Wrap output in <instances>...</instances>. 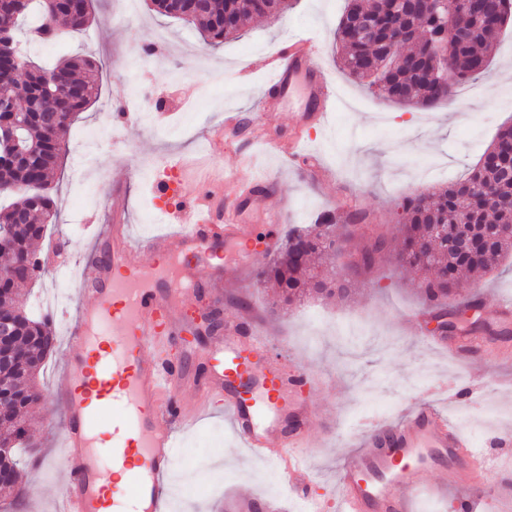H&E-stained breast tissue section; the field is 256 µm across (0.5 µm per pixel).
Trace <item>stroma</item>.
Masks as SVG:
<instances>
[{"mask_svg": "<svg viewBox=\"0 0 512 512\" xmlns=\"http://www.w3.org/2000/svg\"><path fill=\"white\" fill-rule=\"evenodd\" d=\"M87 31L71 34L64 49L35 45L31 53L51 65L58 52L88 55L99 65L101 97L70 129L68 148L54 177L58 218L37 246L39 254L74 257L91 250V225L112 221V186L128 187V224L133 236L164 232V206L152 191L166 177L171 158H185V191L215 172L229 175L225 197H233L235 178L272 171L278 179L266 201L249 211L257 246L254 265L237 269L233 248H225L221 273L204 267L203 282L220 275L219 296L225 314L249 319L284 339L296 364L313 376L300 400L323 420L312 426L307 448L314 473L310 491L337 501L338 471L349 445L370 417L393 418L435 386L447 384L440 401L463 433L475 440L487 470L471 495L481 500L500 490L501 467L512 460V320L495 314L498 300L512 299V256L481 281L461 280L456 300L477 303L484 327L459 336L466 348L458 356L442 346L420 344L406 319L422 309L414 276L397 263L382 260L358 290L340 302L310 298L265 314L270 287H251L256 268L273 252L267 239L284 246L289 227L309 225L324 214L362 212L359 232L384 236L398 245L399 205L416 190L429 192L468 176L498 128L512 122V22L498 38L482 77L465 84L458 97L433 110L406 109L388 103L352 80L334 53L333 32L345 0H297L277 23L256 19L243 36L212 48L183 21L157 14L150 0H93ZM306 31L316 37L319 64L349 102H337L329 126L301 123L310 109L305 79L290 99L257 106L265 93L269 52L286 36ZM122 95L133 114L112 120L114 97ZM238 116L240 130L229 137L223 154L209 152L208 134L226 116ZM299 140L307 156L323 161L324 175L311 179L304 163L289 165L280 145ZM287 208L284 223L268 221L270 211ZM250 312H242L239 298ZM57 348L48 359L39 387L44 393L31 414L36 422L34 464L25 472V512H53L60 474L38 468L37 460L62 456L60 438L49 425L60 409L51 398L64 361L65 326L54 323ZM175 462L178 481L170 512H221L228 495L260 498L264 512H299L289 495L287 476L253 460L223 416L199 419L179 436Z\"/></svg>", "mask_w": 512, "mask_h": 512, "instance_id": "stroma-1", "label": "stroma"}]
</instances>
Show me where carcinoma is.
Listing matches in <instances>:
<instances>
[{
	"instance_id": "cac0c4a2",
	"label": "carcinoma",
	"mask_w": 512,
	"mask_h": 512,
	"mask_svg": "<svg viewBox=\"0 0 512 512\" xmlns=\"http://www.w3.org/2000/svg\"><path fill=\"white\" fill-rule=\"evenodd\" d=\"M396 0H347L337 29L343 69L381 96L404 106L431 109L454 100L457 86L479 77L488 67L500 29L512 19V0H482V17L467 15L463 6L456 11L465 37L450 52L457 79L448 85L432 73L441 68L432 38L421 37L418 29L435 33L433 20L424 13L412 14L406 6L395 11ZM92 0H7L0 7V34L5 47L0 49V91L18 102V112H0L5 125L17 129L19 142L0 131V249L10 277L0 285V316L13 322L19 357L0 362V400L7 411L0 414V501L15 504L25 496L22 452L32 446L33 431L28 424V409L41 401L37 379L45 361L55 349V336L46 318L35 317L20 294V285L45 274L36 252L37 242L46 234L56 216L50 194V180L63 149L51 139L48 129L56 112L73 116L90 109L99 98L94 78L96 63L87 56H63L48 69L36 66L18 39L20 21L36 16L27 29L29 40L57 44L63 35L82 30L92 21ZM153 10L199 25L201 36L213 46L234 35L255 18L277 19L291 8V0H205L186 15L183 0H151ZM233 23L224 26V15ZM401 21L406 30L400 45L406 52L385 54L391 26ZM512 124L501 127L469 176L459 184L428 193H414L404 200V222L399 224L402 251L388 250L380 235L368 239L358 251L353 266L357 278L372 273L380 259L388 256L411 270L425 269L431 276L423 280L420 294L428 312L448 317V325L461 331L470 324L465 315L475 305L458 302L448 305L456 280L490 271L500 259L512 253V239L490 245L484 238L487 224H512ZM491 184L497 201L491 205L478 199L476 189ZM355 214L350 222H340L326 214L309 230L288 235L285 251L256 273L264 284L274 282L278 300L270 307L274 313L316 292L325 297L342 298L351 292L355 281H346L345 290H313V258L331 259L335 254L318 246L321 228L334 225L345 243L357 237Z\"/></svg>"
}]
</instances>
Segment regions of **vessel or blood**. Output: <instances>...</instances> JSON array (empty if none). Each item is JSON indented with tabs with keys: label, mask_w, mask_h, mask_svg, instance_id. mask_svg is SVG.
I'll return each instance as SVG.
<instances>
[{
	"label": "vessel or blood",
	"mask_w": 512,
	"mask_h": 512,
	"mask_svg": "<svg viewBox=\"0 0 512 512\" xmlns=\"http://www.w3.org/2000/svg\"><path fill=\"white\" fill-rule=\"evenodd\" d=\"M267 68L266 92L289 96L303 73L320 114L330 112L333 88L308 39H285ZM273 179L270 173L251 176L230 203L220 176L191 192L154 182V194L168 202L162 220L171 231L136 239L126 225H111V245L81 262L86 299L66 326L68 356L56 390L66 415L55 512H101L103 478L116 465L126 483L112 512H167L175 435L191 418L181 404L186 388L197 395L195 415L223 413L250 456L287 475L307 512H324L305 491L311 475L306 438L302 430L282 427L289 413L301 409L298 389L309 384V374L271 361L260 332L236 318L225 319L223 335L207 345L215 362L209 376L186 375L182 361L170 354L185 310L197 297L196 264L219 257L227 245L241 265L250 264L253 234L236 214L264 201ZM442 460L463 472L467 486L487 468L474 442L431 401L370 421L361 447L346 454L338 473L340 512H411ZM467 486L459 491L457 512H473Z\"/></svg>",
	"instance_id": "1"
}]
</instances>
